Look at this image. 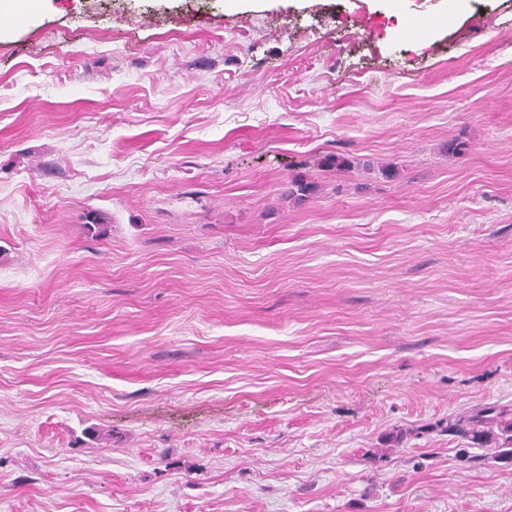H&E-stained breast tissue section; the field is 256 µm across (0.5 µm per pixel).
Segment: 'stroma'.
<instances>
[{
    "label": "stroma",
    "mask_w": 512,
    "mask_h": 512,
    "mask_svg": "<svg viewBox=\"0 0 512 512\" xmlns=\"http://www.w3.org/2000/svg\"><path fill=\"white\" fill-rule=\"evenodd\" d=\"M385 4L11 22L0 512H512V0ZM317 190V185L309 181L303 176L293 177L288 182V189L282 194L285 199L293 201L294 203L300 202L310 195L314 194ZM465 442L469 448H460L459 452L467 463L482 464L488 458L504 461L512 460V410L507 406L487 404L460 415L453 425L448 427ZM494 443L491 457L488 454H476L473 449L483 448ZM477 446V447H476Z\"/></svg>",
    "instance_id": "1"
}]
</instances>
